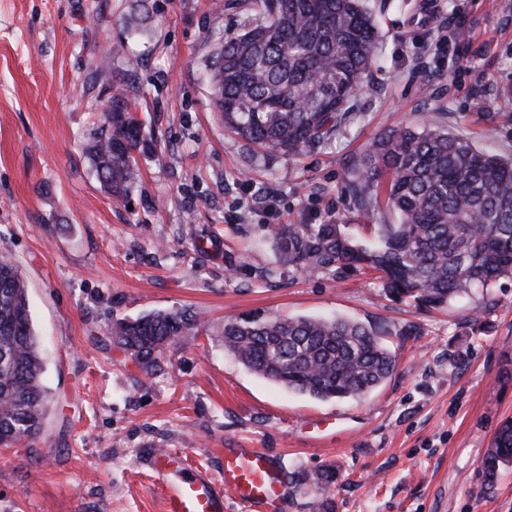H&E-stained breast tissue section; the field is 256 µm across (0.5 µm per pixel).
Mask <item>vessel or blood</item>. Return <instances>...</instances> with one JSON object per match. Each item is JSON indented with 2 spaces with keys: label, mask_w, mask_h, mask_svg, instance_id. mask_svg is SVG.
Returning <instances> with one entry per match:
<instances>
[{
  "label": "vessel or blood",
  "mask_w": 512,
  "mask_h": 512,
  "mask_svg": "<svg viewBox=\"0 0 512 512\" xmlns=\"http://www.w3.org/2000/svg\"><path fill=\"white\" fill-rule=\"evenodd\" d=\"M149 468L165 512H224L228 496L243 512H269L284 491L280 458L256 448L225 449L219 479L206 468L186 465L176 452L155 453Z\"/></svg>",
  "instance_id": "obj_1"
}]
</instances>
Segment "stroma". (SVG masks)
<instances>
[{
  "mask_svg": "<svg viewBox=\"0 0 512 512\" xmlns=\"http://www.w3.org/2000/svg\"><path fill=\"white\" fill-rule=\"evenodd\" d=\"M365 2L378 53L352 119L288 154L228 132L214 106V41L246 19L232 0H0V253L28 282L50 403L40 434L0 448V512H164L154 451L217 473L238 447L283 458L278 512H512V466L490 489L479 473L512 419V278L422 309L360 268L295 271L264 239L280 220L372 239L386 218L356 209L346 176L392 128L512 155V0ZM118 88L152 142L123 198L85 150ZM170 309L199 316L196 338L144 374L107 329ZM249 315L382 329L397 368L359 400L288 391L225 349V318Z\"/></svg>",
  "mask_w": 512,
  "mask_h": 512,
  "instance_id": "35a3bbf8",
  "label": "stroma"
}]
</instances>
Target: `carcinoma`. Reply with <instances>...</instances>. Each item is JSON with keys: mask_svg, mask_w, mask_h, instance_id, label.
Here are the masks:
<instances>
[{"mask_svg": "<svg viewBox=\"0 0 512 512\" xmlns=\"http://www.w3.org/2000/svg\"><path fill=\"white\" fill-rule=\"evenodd\" d=\"M256 14L218 38L209 62L224 126L270 151L300 153L329 141L351 118L349 100L376 60L375 21L363 0H253ZM141 125L121 90L87 151L101 185L116 196L136 180ZM365 212L397 217L364 244L345 224H272L280 260L299 272L337 265L378 274L393 301L437 308L472 287L512 277V157L477 149L448 129L398 127L381 136L349 173ZM199 318L161 310L112 322L109 336L138 355L145 373L192 335ZM224 347L254 373L318 400L360 399L395 371L380 333L343 317H234ZM43 361L28 284L0 254V447L38 435L46 422ZM512 463V420L496 430L479 469L493 487Z\"/></svg>", "mask_w": 512, "mask_h": 512, "instance_id": "carcinoma-1", "label": "carcinoma"}]
</instances>
